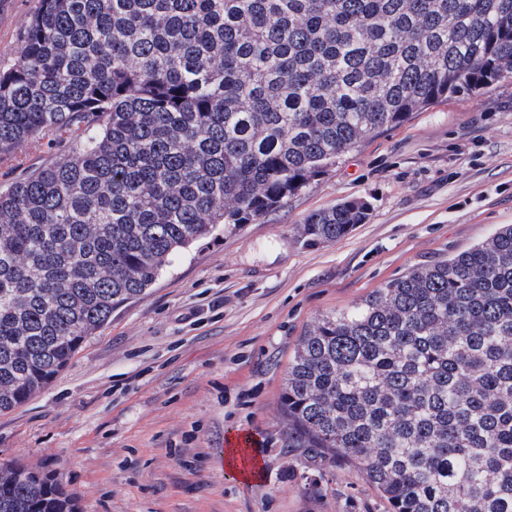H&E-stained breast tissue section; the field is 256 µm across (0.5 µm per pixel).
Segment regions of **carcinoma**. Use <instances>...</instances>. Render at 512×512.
<instances>
[{
    "label": "carcinoma",
    "instance_id": "obj_1",
    "mask_svg": "<svg viewBox=\"0 0 512 512\" xmlns=\"http://www.w3.org/2000/svg\"><path fill=\"white\" fill-rule=\"evenodd\" d=\"M512 78V0H39L0 67V414L218 224L281 206L365 141ZM309 215L306 245L367 220ZM286 448L356 466L389 512H512V224L319 318L288 364ZM0 512H77L0 463ZM78 133L72 129L42 140H28L12 153L0 156V186L11 182L24 171L36 169L51 158L63 155Z\"/></svg>",
    "mask_w": 512,
    "mask_h": 512
}]
</instances>
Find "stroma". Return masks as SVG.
Masks as SVG:
<instances>
[{
	"instance_id": "stroma-1",
	"label": "stroma",
	"mask_w": 512,
	"mask_h": 512,
	"mask_svg": "<svg viewBox=\"0 0 512 512\" xmlns=\"http://www.w3.org/2000/svg\"><path fill=\"white\" fill-rule=\"evenodd\" d=\"M38 0H0V66ZM76 130L0 156V186ZM346 199L366 223L304 245ZM512 224V81L460 93L370 139L251 224L216 228L114 310L50 385L0 414V462L59 477L79 512H387L357 468L283 446L281 394L315 320ZM369 207L361 200H343L329 209L310 214L300 228L306 245L334 242L349 234L368 217Z\"/></svg>"
}]
</instances>
